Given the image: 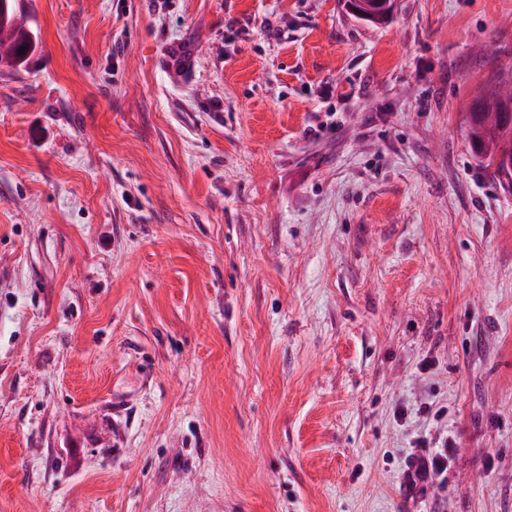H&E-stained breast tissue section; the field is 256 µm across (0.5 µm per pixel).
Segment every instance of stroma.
<instances>
[{"label":"stroma","instance_id":"35a3bbf8","mask_svg":"<svg viewBox=\"0 0 512 512\" xmlns=\"http://www.w3.org/2000/svg\"><path fill=\"white\" fill-rule=\"evenodd\" d=\"M18 6L0 512H512V0ZM504 90L512 94L511 75L484 88L474 99L469 115L476 110L485 112V122L473 126L468 118L467 137L475 158L488 160V165L496 167L495 173L511 184L512 164L506 168L504 161L510 159L512 163V107L509 109L502 99ZM448 457L445 454H435L429 459H420L414 474H411L413 482L416 479L420 482L435 484L439 477L447 470Z\"/></svg>","mask_w":512,"mask_h":512}]
</instances>
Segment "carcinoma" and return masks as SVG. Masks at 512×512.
Returning <instances> with one entry per match:
<instances>
[{"instance_id": "carcinoma-1", "label": "carcinoma", "mask_w": 512, "mask_h": 512, "mask_svg": "<svg viewBox=\"0 0 512 512\" xmlns=\"http://www.w3.org/2000/svg\"><path fill=\"white\" fill-rule=\"evenodd\" d=\"M8 16L0 24V61L24 66L36 49L37 43L28 22H17L16 0H6ZM512 92V76L483 89L474 99L471 110L486 113L485 122L467 123V137L477 160L488 161L496 167V174L512 180V170L504 161L512 160V108L503 100V91Z\"/></svg>"}]
</instances>
